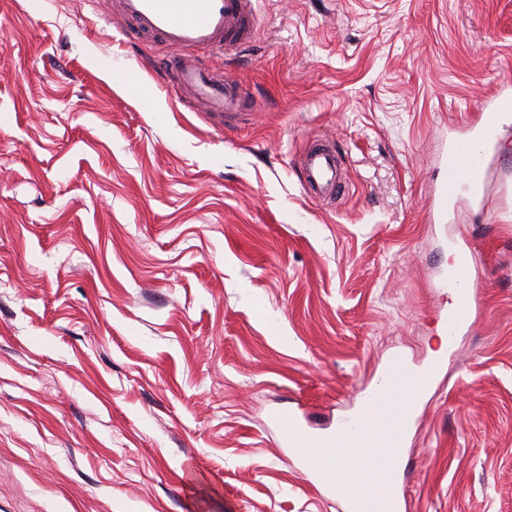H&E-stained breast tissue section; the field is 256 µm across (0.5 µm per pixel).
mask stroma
I'll return each mask as SVG.
<instances>
[{
    "label": "stroma",
    "mask_w": 512,
    "mask_h": 512,
    "mask_svg": "<svg viewBox=\"0 0 512 512\" xmlns=\"http://www.w3.org/2000/svg\"><path fill=\"white\" fill-rule=\"evenodd\" d=\"M253 5L247 49L198 53L256 103L228 130L91 0H0V512H345L268 411L319 431L395 351L435 358L461 245L481 310L409 428L402 512H512V110L481 202L425 221L512 77V0ZM315 138L339 202L304 190Z\"/></svg>",
    "instance_id": "obj_1"
}]
</instances>
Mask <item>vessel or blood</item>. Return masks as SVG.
<instances>
[{"instance_id": "obj_1", "label": "vessel or blood", "mask_w": 512, "mask_h": 512, "mask_svg": "<svg viewBox=\"0 0 512 512\" xmlns=\"http://www.w3.org/2000/svg\"><path fill=\"white\" fill-rule=\"evenodd\" d=\"M118 10L130 22L137 35H150L171 49L166 61V74L173 88L197 94L209 112L224 119L225 127H233L246 116L251 101L233 79L221 76L195 58V51L220 45L240 48L250 43L256 33L249 0H118ZM512 108V90L501 87L498 94L483 105L485 119L480 126L469 128L440 158V178L428 211L429 223H436L448 213V204L458 194L473 197L484 194L489 181L488 150L496 138V116ZM303 182L316 193L337 196L343 191L338 176L336 150L333 145L315 139L308 143L302 163ZM444 285L453 293L448 312V349H455V338L468 324L478 301V291L469 260H462L449 270ZM416 381L405 366L394 369L391 409H382V394H365L364 403L379 407L375 426L357 417L341 419L335 427L321 432L307 428L300 415L291 409H275L270 422L279 430L288 447L293 448L298 466L305 470L327 493H335L336 483L330 477L333 449L348 448L363 441L367 454V472L380 470L377 434L396 435L402 417L416 408ZM405 495L402 482L396 478L380 479L374 489H364L346 502L347 512H399Z\"/></svg>"}]
</instances>
